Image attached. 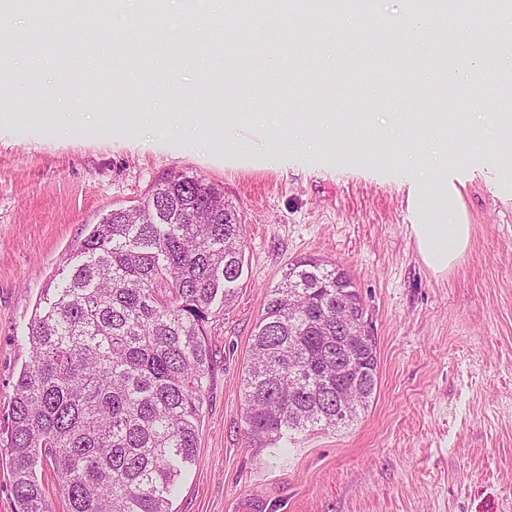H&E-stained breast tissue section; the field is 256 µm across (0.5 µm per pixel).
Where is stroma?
Listing matches in <instances>:
<instances>
[{
  "mask_svg": "<svg viewBox=\"0 0 512 512\" xmlns=\"http://www.w3.org/2000/svg\"><path fill=\"white\" fill-rule=\"evenodd\" d=\"M192 20L176 43L169 73L119 53L114 41L163 37ZM209 0L191 9L168 0L161 22L141 12L106 8L97 24L78 21L46 40L25 14L0 17V29L28 66L0 93V433L6 431L15 384L31 363L27 326L64 258L112 210L139 204L170 173L203 179L224 193L245 221L243 273L230 303H215L205 326L212 367L195 462L186 470L172 512H239L261 499L264 512H512V146L462 142L471 158L463 206L472 226L468 249L443 277L434 276L410 236L406 189L386 158L399 140L421 143L437 121L441 86L405 104L382 99L394 74L381 72L363 96L346 73L357 44L340 16L275 19L280 48L303 72L305 95L283 103L271 86L264 27L224 14L213 26ZM78 64L65 73L60 47ZM233 61L237 82L203 85L208 59ZM74 89L69 100L58 88ZM185 122L259 100L268 130L248 134V164L224 161L221 134L192 143L133 116L158 97ZM126 116L99 123L104 109ZM331 112L349 159L332 150L306 155L281 130L283 114ZM403 112L397 125L390 113ZM384 135L364 145L360 129ZM312 258L344 268L377 343V386L364 411L345 425L294 433L284 450L245 444L244 379L250 346L271 288L295 261Z\"/></svg>",
  "mask_w": 512,
  "mask_h": 512,
  "instance_id": "35a3bbf8",
  "label": "stroma"
}]
</instances>
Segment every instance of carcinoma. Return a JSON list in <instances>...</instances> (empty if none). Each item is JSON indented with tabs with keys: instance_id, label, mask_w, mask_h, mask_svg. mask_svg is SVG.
<instances>
[{
	"instance_id": "carcinoma-1",
	"label": "carcinoma",
	"mask_w": 512,
	"mask_h": 512,
	"mask_svg": "<svg viewBox=\"0 0 512 512\" xmlns=\"http://www.w3.org/2000/svg\"><path fill=\"white\" fill-rule=\"evenodd\" d=\"M355 0H230L239 17L301 15L355 7ZM41 23L79 16L92 23L101 0H9ZM146 63L176 55L143 41ZM379 56L359 55L350 79L362 93ZM469 89L446 87L447 101ZM244 263V222L223 191L181 174L156 181L134 211L116 209L92 227L62 278L44 290L27 327L32 364L18 377L4 448L16 512H51L36 468L49 459L69 512H172L178 483L197 455L204 380L212 358L204 324L229 302ZM359 293L349 274L313 259L292 264L270 291L251 343L244 436L251 448L288 435L334 429L367 406L377 385L375 338L352 336L344 350L364 358L343 378L349 400L336 410V375H321L336 344L310 321H336V286Z\"/></svg>"
}]
</instances>
